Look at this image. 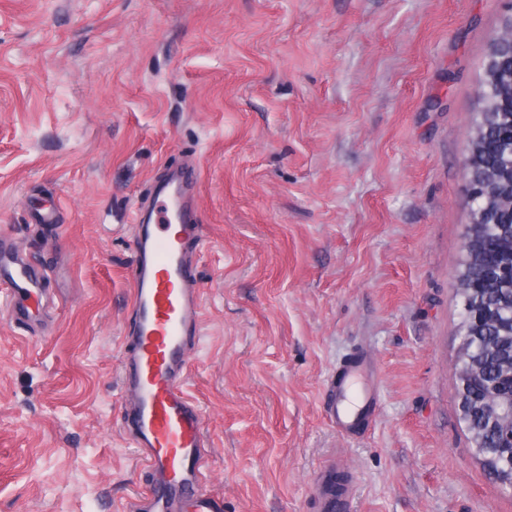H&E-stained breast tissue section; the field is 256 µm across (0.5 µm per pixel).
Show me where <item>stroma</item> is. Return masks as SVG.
Segmentation results:
<instances>
[{
    "instance_id": "stroma-1",
    "label": "stroma",
    "mask_w": 512,
    "mask_h": 512,
    "mask_svg": "<svg viewBox=\"0 0 512 512\" xmlns=\"http://www.w3.org/2000/svg\"><path fill=\"white\" fill-rule=\"evenodd\" d=\"M503 0H0V232L49 268L30 324L0 287V512H123L130 220L164 164L202 176V335L185 385L224 512H512L462 419L465 162ZM60 227L34 224L39 208ZM380 372L374 429L324 417ZM323 406L330 424L342 436L363 437L375 424L379 407L376 367L363 350L336 367L326 383ZM340 476L344 481H339ZM315 489L322 512H348L352 475L343 454H336L325 465L317 477Z\"/></svg>"
}]
</instances>
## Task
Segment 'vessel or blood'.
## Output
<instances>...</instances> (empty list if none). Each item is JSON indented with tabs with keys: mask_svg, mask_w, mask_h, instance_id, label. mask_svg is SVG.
<instances>
[{
	"mask_svg": "<svg viewBox=\"0 0 512 512\" xmlns=\"http://www.w3.org/2000/svg\"><path fill=\"white\" fill-rule=\"evenodd\" d=\"M199 172L178 168L153 183L148 209L133 213L129 270L135 312L132 348L120 365V382L129 391L125 420L142 451L152 480L144 492L151 512H224V499L205 487L210 445L203 417L183 385L189 349L201 332V292L193 252L203 243L198 207ZM0 235V285L15 303L8 313L21 324L29 317L23 302L41 299L44 273ZM323 406L342 436L363 437L375 424L379 407L376 367L365 351L339 364L326 383ZM350 466L336 455L321 470L316 494L322 512H348L352 496Z\"/></svg>",
	"mask_w": 512,
	"mask_h": 512,
	"instance_id": "obj_1",
	"label": "vessel or blood"
}]
</instances>
